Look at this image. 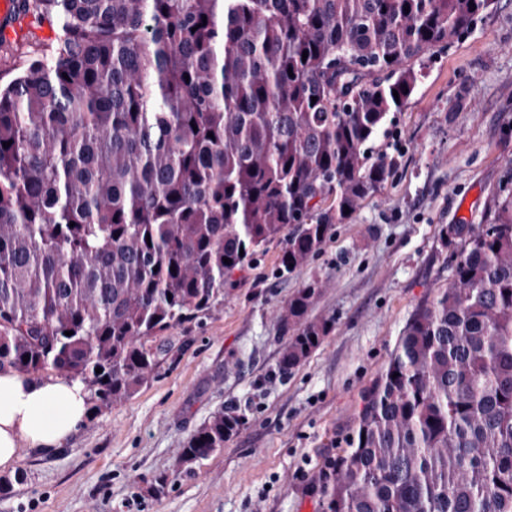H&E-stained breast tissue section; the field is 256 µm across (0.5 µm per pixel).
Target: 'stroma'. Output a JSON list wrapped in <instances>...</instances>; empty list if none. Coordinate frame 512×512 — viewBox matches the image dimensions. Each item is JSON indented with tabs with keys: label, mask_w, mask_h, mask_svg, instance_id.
Returning <instances> with one entry per match:
<instances>
[{
	"label": "stroma",
	"mask_w": 512,
	"mask_h": 512,
	"mask_svg": "<svg viewBox=\"0 0 512 512\" xmlns=\"http://www.w3.org/2000/svg\"><path fill=\"white\" fill-rule=\"evenodd\" d=\"M49 25L6 34L0 84ZM433 63L374 149L393 177L336 225L322 252L288 274L282 241L259 252L223 303L166 336L173 355L127 400L100 411L55 452L22 451L0 470V512H327L329 464L357 429L361 400L415 309L451 274L442 225L486 224L512 190V0H494ZM312 317L332 330L288 377L277 314L309 281ZM247 405L223 449L184 465L179 450L225 405Z\"/></svg>",
	"instance_id": "35a3bbf8"
}]
</instances>
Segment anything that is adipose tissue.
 <instances>
[{"mask_svg": "<svg viewBox=\"0 0 512 512\" xmlns=\"http://www.w3.org/2000/svg\"><path fill=\"white\" fill-rule=\"evenodd\" d=\"M89 407L90 393L80 382L0 369V470L22 450L60 448L85 423Z\"/></svg>", "mask_w": 512, "mask_h": 512, "instance_id": "ef3b65f1", "label": "adipose tissue"}]
</instances>
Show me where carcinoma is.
Listing matches in <instances>:
<instances>
[{"instance_id":"cac0c4a2","label":"carcinoma","mask_w":512,"mask_h":512,"mask_svg":"<svg viewBox=\"0 0 512 512\" xmlns=\"http://www.w3.org/2000/svg\"><path fill=\"white\" fill-rule=\"evenodd\" d=\"M492 4L15 0L5 25L53 37L0 87V368L65 372L97 409L131 397L163 333L204 318L258 251L289 227L278 268L296 270L393 177L372 144L426 52ZM442 240L448 286L363 396L329 512H512V193ZM319 295L314 280L279 316L283 377L332 329L310 318ZM245 422L216 412L179 460Z\"/></svg>"}]
</instances>
